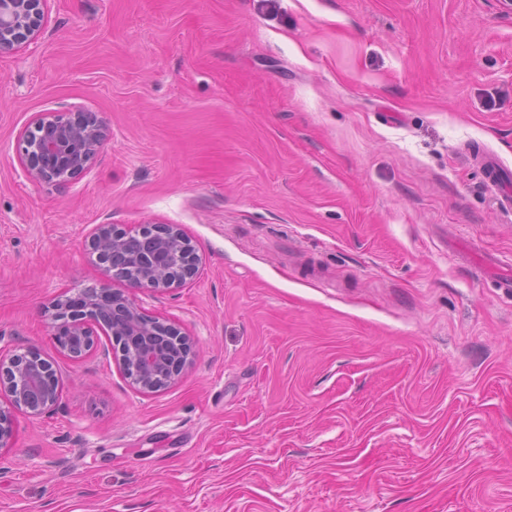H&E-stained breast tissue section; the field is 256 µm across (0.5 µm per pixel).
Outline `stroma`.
Here are the masks:
<instances>
[{"mask_svg":"<svg viewBox=\"0 0 512 512\" xmlns=\"http://www.w3.org/2000/svg\"><path fill=\"white\" fill-rule=\"evenodd\" d=\"M0 57V354L61 395L16 416L0 512H512V12L500 0H49ZM111 138L61 188L22 174L36 113ZM177 224L194 281L142 308L194 363L137 389L111 337L43 315L102 277L96 225ZM455 248V246H454ZM456 252L462 257L464 261L469 264H473L478 268L484 269V271L492 268H507L512 267V262L507 263L501 260L483 253L475 244L470 243L465 249H456Z\"/></svg>","mask_w":512,"mask_h":512,"instance_id":"35a3bbf8","label":"stroma"}]
</instances>
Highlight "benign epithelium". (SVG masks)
Returning <instances> with one entry per match:
<instances>
[{
	"instance_id": "benign-epithelium-1",
	"label": "benign epithelium",
	"mask_w": 512,
	"mask_h": 512,
	"mask_svg": "<svg viewBox=\"0 0 512 512\" xmlns=\"http://www.w3.org/2000/svg\"><path fill=\"white\" fill-rule=\"evenodd\" d=\"M48 0H0V56L38 43L42 38ZM110 137L108 125L93 112L49 110L38 113L17 141V155L26 178L36 184L62 187L88 172ZM190 239L175 224L151 223L129 228L99 224L86 250L95 258L104 279L70 294L58 295L44 310L52 340L60 354L79 359L91 352L103 332L116 336L122 329L149 336L154 327L189 345L186 334L147 314L133 292L162 293L188 285L197 275L200 259L181 262ZM125 282L127 290L109 281ZM165 350L149 344L121 359L124 373L144 392H155L175 381L192 364L186 350L179 368L167 376L161 370ZM55 375L51 362L34 350L0 355V449L12 444L14 413L37 418L54 410L60 391L44 388Z\"/></svg>"
}]
</instances>
